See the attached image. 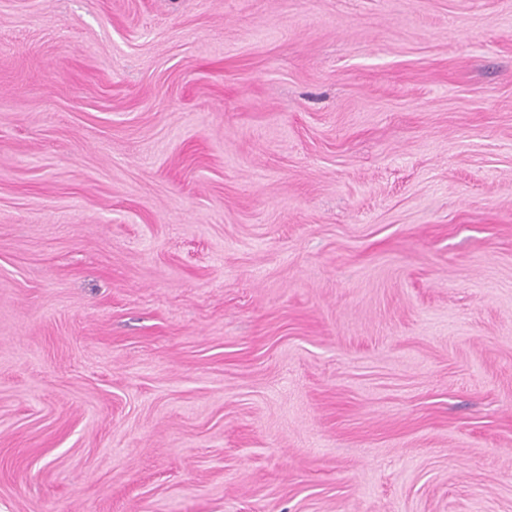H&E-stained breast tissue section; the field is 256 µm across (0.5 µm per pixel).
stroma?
I'll list each match as a JSON object with an SVG mask.
<instances>
[{
	"label": "stroma",
	"mask_w": 512,
	"mask_h": 512,
	"mask_svg": "<svg viewBox=\"0 0 512 512\" xmlns=\"http://www.w3.org/2000/svg\"><path fill=\"white\" fill-rule=\"evenodd\" d=\"M512 512V0H0V512Z\"/></svg>",
	"instance_id": "stroma-1"
}]
</instances>
